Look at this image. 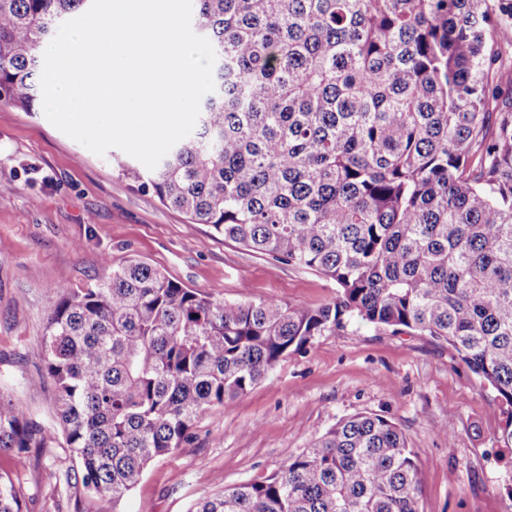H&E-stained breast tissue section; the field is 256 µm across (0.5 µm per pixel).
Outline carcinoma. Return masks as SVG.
Instances as JSON below:
<instances>
[{"instance_id":"cac0c4a2","label":"carcinoma","mask_w":512,"mask_h":512,"mask_svg":"<svg viewBox=\"0 0 512 512\" xmlns=\"http://www.w3.org/2000/svg\"><path fill=\"white\" fill-rule=\"evenodd\" d=\"M89 0H0V104L31 111L38 57ZM512 0H193L216 53L193 132L121 174L224 240L336 284L320 307L218 300L128 259L48 299L55 425L0 389V512L62 431L74 481L118 503L208 409L359 320L448 343L512 447V103L490 74ZM194 512H419L420 465L380 414L342 418L276 473Z\"/></svg>"}]
</instances>
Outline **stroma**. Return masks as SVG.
<instances>
[{"mask_svg": "<svg viewBox=\"0 0 512 512\" xmlns=\"http://www.w3.org/2000/svg\"><path fill=\"white\" fill-rule=\"evenodd\" d=\"M117 148L91 152L42 109L0 106V387L52 423L54 387L39 353L55 292L106 280L139 258L185 287L233 301L330 303L322 275L213 235L118 172ZM357 412L399 425L422 472L420 512H512L504 416L447 343L350 322L289 353L247 393L208 410L189 439L147 467L120 503L63 481L64 441L33 450L27 512H191L218 484L270 476L338 419Z\"/></svg>", "mask_w": 512, "mask_h": 512, "instance_id": "35a3bbf8", "label": "stroma"}]
</instances>
